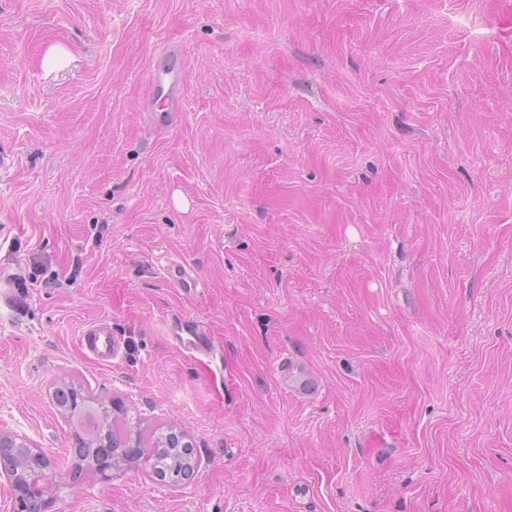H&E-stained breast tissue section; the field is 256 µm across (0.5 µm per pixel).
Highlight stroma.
Returning a JSON list of instances; mask_svg holds the SVG:
<instances>
[{
  "label": "stroma",
  "instance_id": "stroma-1",
  "mask_svg": "<svg viewBox=\"0 0 512 512\" xmlns=\"http://www.w3.org/2000/svg\"><path fill=\"white\" fill-rule=\"evenodd\" d=\"M62 380L195 474L43 512H512V0H0V428L63 456ZM177 59V54L173 49L163 48L154 58V63L150 70V79L153 84L156 83L162 75L170 78L167 103L163 112H181L180 101L173 95V88L179 81V71L175 66ZM164 276L173 288H178L186 296H194L203 288L202 281L181 263L169 262L164 268ZM80 342L94 360L104 364H111L112 358L120 349L119 340L112 336V329L105 322L92 324L84 329ZM178 436L170 433L155 432L150 439L153 444L151 448L146 449L145 461L148 462V467L151 472H155L158 476L166 478L171 477L173 474L179 475L184 469L186 459L191 455L187 450L180 448H190L188 445L182 446V441L179 438V445L175 446V441ZM182 446V447H180ZM194 473V467L190 461L187 462V467L178 477L177 482L183 483L188 480ZM178 484H173L177 486Z\"/></svg>",
  "mask_w": 512,
  "mask_h": 512
}]
</instances>
